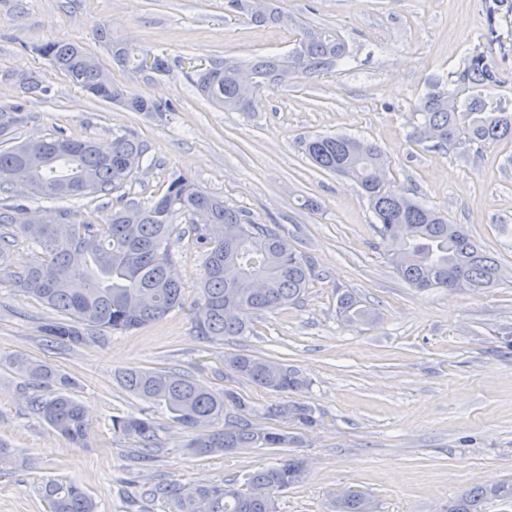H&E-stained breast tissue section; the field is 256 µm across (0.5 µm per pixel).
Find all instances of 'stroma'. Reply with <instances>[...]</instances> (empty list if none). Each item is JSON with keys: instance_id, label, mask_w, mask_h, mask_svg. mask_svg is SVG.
<instances>
[{"instance_id": "1", "label": "stroma", "mask_w": 512, "mask_h": 512, "mask_svg": "<svg viewBox=\"0 0 512 512\" xmlns=\"http://www.w3.org/2000/svg\"><path fill=\"white\" fill-rule=\"evenodd\" d=\"M288 25H259L227 0H0V108L23 103L26 124L0 138V149L65 135L101 148L114 135L147 147L148 171L125 186L144 202L182 174L226 204L276 224L313 277L300 303L253 322L249 335L224 345L197 336L195 305L204 258L189 238L173 239L174 271L184 305L129 333L103 332L72 351L51 348L40 326L55 311L0 281V445L20 467L0 473V512H47L37 487L49 479L81 483L98 512H169L145 482L244 483L284 449L192 454L191 434L116 380L127 368L177 369L216 390L249 396L258 410L289 398L237 378L228 353L274 357L310 385L295 401L319 425H283L299 435L304 481L279 494V512H333L340 491L369 495L376 512H448V503L480 485L512 483V282L481 293L419 291L392 268L376 237L373 213L350 179L320 170L304 144L318 134H347L387 154V176L408 195L463 225L512 272V142L478 150L441 149L412 140L415 104L473 51L485 52L512 78V55L486 39L484 0H278ZM338 30L350 52L334 72L262 88L252 112L213 107L195 89L197 73L233 57L284 55L300 26ZM166 59L153 79L123 67L102 39ZM44 42L75 43L95 55L124 93L156 102L132 112L74 86L32 52ZM33 75L43 92L24 93ZM16 223L34 214L102 218L101 202L45 200L0 192ZM371 309L352 328L337 315L342 293ZM15 354L47 362L71 381L85 407L87 445L75 447L27 404L26 380L7 365ZM148 414L159 424L149 466L139 445L113 434L111 416Z\"/></svg>"}]
</instances>
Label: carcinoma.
I'll use <instances>...</instances> for the list:
<instances>
[{
  "label": "carcinoma",
  "mask_w": 512,
  "mask_h": 512,
  "mask_svg": "<svg viewBox=\"0 0 512 512\" xmlns=\"http://www.w3.org/2000/svg\"><path fill=\"white\" fill-rule=\"evenodd\" d=\"M234 11L256 23L284 24L275 0H228ZM71 82L103 101L121 103L132 112H158L160 107L119 87L101 83L102 67L91 53L73 44L34 46ZM112 55L149 77L166 70L159 56L135 52L122 42ZM349 51L344 39L326 28L305 27L298 47L286 56H259L248 61L224 60L197 74L196 89L226 110L252 112L257 92L279 82V76L311 77L331 72ZM253 77L244 84L240 73ZM493 61L483 52L468 56L448 75V88H435L420 98V121L412 138L441 148L483 147L512 141V93L505 90ZM25 112L13 106L0 110V136L24 123ZM312 163L349 177L362 190L375 218L373 228L387 248L398 275L418 289L443 288L479 292L503 281L498 259L460 224L441 211L408 197L386 178V159L375 143L346 135H317L305 143ZM146 148L138 140L116 135L112 149L99 151L92 142L64 137L29 141L0 149V190L13 188L12 177L26 174L29 192L38 197L98 199L126 184L142 167ZM203 249L204 272L194 328L217 345L251 331L253 319L301 300L313 273L275 224H258L245 211L201 190L184 175L171 178L165 192L148 202L119 199L97 222L76 221L63 212L55 224H23L18 236L39 249L36 260L20 271L4 267L12 241L0 236V275H7L23 295L57 313L42 328L52 347L65 350L89 345L92 331L126 332L165 318L182 305V288L172 268L171 236L178 218ZM340 318L357 327L373 315L351 294L340 296ZM225 367L249 383L277 395L302 391L301 374L272 358L236 353ZM11 367L37 391L31 409L52 429L76 445L84 443L89 424L79 401L68 392L69 381L50 365L22 355ZM120 385L142 400L165 409L176 424L193 433L187 448L202 456L253 448H286L298 437L278 427L263 428L251 401L234 390L208 389L187 374L128 368ZM234 420L226 422L228 414ZM266 418H289L303 426L317 423L315 411L301 403L267 409ZM112 430L136 439L144 455L157 447L159 425L150 416L114 415ZM306 463L288 455L275 466L249 474L243 485L176 482L153 484L147 493L163 500L170 512H279L278 493L300 484ZM49 512H96L88 492L73 480H49L37 488ZM488 498L512 502V483L475 487L448 506V512H483ZM336 512H374L365 494H338Z\"/></svg>",
  "instance_id": "1"
}]
</instances>
